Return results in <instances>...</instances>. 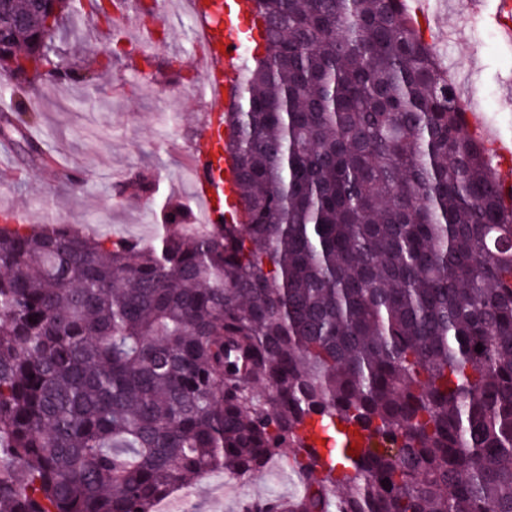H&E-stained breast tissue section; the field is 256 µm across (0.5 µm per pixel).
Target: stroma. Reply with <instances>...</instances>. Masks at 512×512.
Returning <instances> with one entry per match:
<instances>
[{
  "label": "stroma",
  "mask_w": 512,
  "mask_h": 512,
  "mask_svg": "<svg viewBox=\"0 0 512 512\" xmlns=\"http://www.w3.org/2000/svg\"><path fill=\"white\" fill-rule=\"evenodd\" d=\"M429 3L441 18L432 32L457 90L474 89L473 108L490 135L512 139V45L501 39L495 0H485L478 13L457 11L454 0ZM119 36L100 13L57 34L74 82L25 86L21 101L36 115L29 134L55 164L37 169L16 153L0 155V209L27 210L36 224L57 221L90 235L148 243L159 231L152 204L114 200L113 184L149 166L159 197L191 198L188 160L204 143L197 130L212 103L184 69L167 68L166 57L157 58L153 78H143L139 52L117 45ZM60 164L80 171L83 182L61 179ZM295 492L296 478L282 458L243 481L205 475L184 497L182 512H242L247 501Z\"/></svg>",
  "instance_id": "obj_1"
}]
</instances>
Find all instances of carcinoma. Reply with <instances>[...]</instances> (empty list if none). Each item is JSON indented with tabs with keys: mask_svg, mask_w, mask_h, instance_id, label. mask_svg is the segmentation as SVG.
I'll return each instance as SVG.
<instances>
[{
	"mask_svg": "<svg viewBox=\"0 0 512 512\" xmlns=\"http://www.w3.org/2000/svg\"><path fill=\"white\" fill-rule=\"evenodd\" d=\"M256 2L265 53L224 113L231 218L196 224L167 197L147 245L0 225V512H155L284 457L301 512H512L495 156L406 0ZM14 14L0 95L20 71L74 79L53 42L23 46L45 16ZM29 120L1 116L0 138L43 166ZM112 192L149 199L156 177Z\"/></svg>",
	"mask_w": 512,
	"mask_h": 512,
	"instance_id": "1",
	"label": "carcinoma"
}]
</instances>
